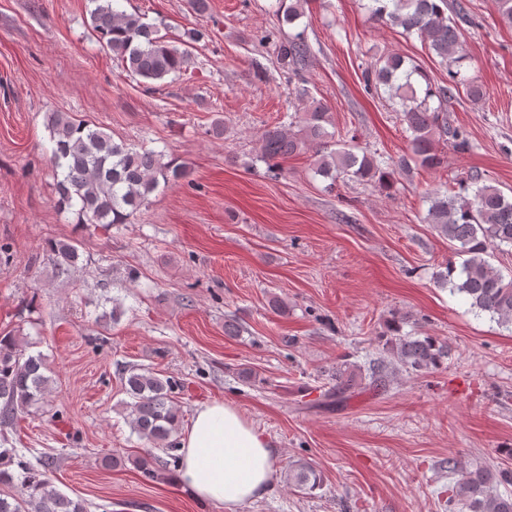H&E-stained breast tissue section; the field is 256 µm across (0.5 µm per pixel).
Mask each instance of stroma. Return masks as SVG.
Segmentation results:
<instances>
[{
	"instance_id": "35a3bbf8",
	"label": "stroma",
	"mask_w": 512,
	"mask_h": 512,
	"mask_svg": "<svg viewBox=\"0 0 512 512\" xmlns=\"http://www.w3.org/2000/svg\"><path fill=\"white\" fill-rule=\"evenodd\" d=\"M462 2L465 69L486 91L448 105L469 148L445 146L443 167L397 172L384 190L328 186L311 149L276 177L256 159L303 89L329 108L336 143L411 157L401 114L363 73L395 54L435 84L448 70L360 0H309L299 21L309 63L296 74L260 41L279 26L276 0H209L202 16L188 0H122L165 22L171 44L191 28L209 33L187 46V70L153 89L98 42L89 0H0V336L26 334L53 379L7 429L10 447L34 466L54 455L53 484L88 512H446L449 458L512 469V330L435 286L451 253L424 221L428 196L471 174L512 192V25L495 0ZM52 112L164 153L185 175L160 184L130 223H76L55 205ZM69 240L80 259L62 275L47 246ZM115 298L120 321L96 322ZM395 314L448 342L447 367L326 405L340 360L386 359ZM228 322L243 333L225 335ZM133 366L176 382L179 430L202 405L233 406L277 452L272 490L230 511L146 479L133 459L170 451L141 440L117 409ZM299 461L321 472L319 489L289 485Z\"/></svg>"
}]
</instances>
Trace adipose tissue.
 <instances>
[{"label":"adipose tissue","instance_id":"1","mask_svg":"<svg viewBox=\"0 0 512 512\" xmlns=\"http://www.w3.org/2000/svg\"><path fill=\"white\" fill-rule=\"evenodd\" d=\"M179 454L178 480L202 500L227 506L252 501L265 494L273 478L268 439L221 402L196 410Z\"/></svg>","mask_w":512,"mask_h":512}]
</instances>
